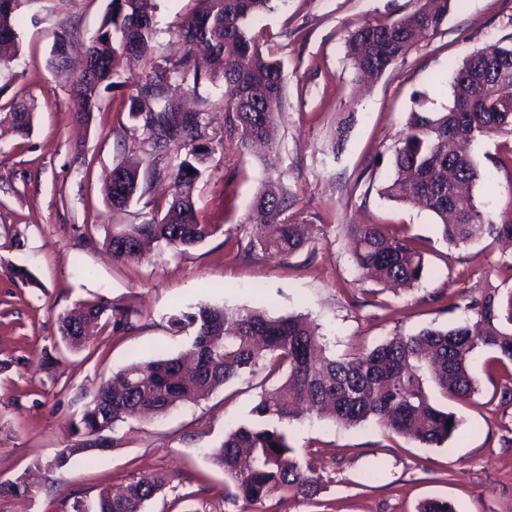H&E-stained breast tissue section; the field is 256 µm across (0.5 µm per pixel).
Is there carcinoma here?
<instances>
[{"mask_svg": "<svg viewBox=\"0 0 512 512\" xmlns=\"http://www.w3.org/2000/svg\"><path fill=\"white\" fill-rule=\"evenodd\" d=\"M27 0H0V67H8L17 51L18 10ZM200 7L181 25L179 36L189 48L203 44L208 54L175 61H151L130 98L129 114L142 122L141 144L146 168L154 178L169 179L172 200L159 221L112 227L108 248L118 260H138L142 249L128 239L155 242L184 252L216 234L220 225L198 219L194 192L200 165L214 152L209 146L207 114L183 112L166 97L173 82L196 90L202 76L219 74L227 95L224 132L241 148L256 142L273 144L272 126L284 98L279 62L263 50V35L252 19L274 9L275 0H199ZM451 0H413L414 11L395 20L372 21L347 39V58L356 79L382 75L404 60L419 41L437 34ZM153 0H110L101 26L91 38L85 58L101 62L87 77L84 66L73 85L72 118L90 120L98 89L113 76L111 62L125 53L151 51L156 30ZM512 97V45L493 43L481 56L469 54L451 83L452 103L442 112L427 108L429 98L417 92L413 107L390 159L391 174L381 193L389 200L419 207L440 220L441 235L450 247L467 245L486 235L512 240V220L494 223L472 194L492 175L479 169L469 152L483 138L512 136V112L502 99ZM34 105L22 103L0 114L20 135L29 134ZM129 194L111 182L104 188L112 211L128 206L136 194L139 172L126 168ZM291 197L283 176L262 182L252 208L256 215L250 248L289 256L307 241L305 228L288 221ZM352 260L360 276L392 287L412 288L426 270L425 242L386 224L352 229ZM471 316L443 329L424 328L391 336L371 349L345 358L330 355L318 326L301 316L271 317L259 309L234 314L222 306L200 305L188 316L196 326L189 347L174 357L136 362L105 380L73 426L74 440L44 471L55 473L79 455L92 456L95 441L129 421L164 414L268 366L283 370L282 378L264 390L253 406V421L227 433L210 450L213 466L224 472V503L282 504L310 499L321 489L323 476L302 465L288 444L282 425L306 414L351 426L373 419L385 428L427 447L441 444L458 430L459 420L429 401L425 377L444 393L467 400L477 392L470 360L489 351L502 365L512 364V290L501 294L486 288L465 304ZM130 313L103 297L83 303L58 317L62 341L74 351L86 349L82 325L112 320L127 324ZM452 426H447V423ZM171 477L156 473L129 481L120 494L105 488L98 512H144ZM417 512H454L448 501L427 499Z\"/></svg>", "mask_w": 512, "mask_h": 512, "instance_id": "carcinoma-1", "label": "carcinoma"}]
</instances>
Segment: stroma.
Segmentation results:
<instances>
[{
    "instance_id": "stroma-1",
    "label": "stroma",
    "mask_w": 512,
    "mask_h": 512,
    "mask_svg": "<svg viewBox=\"0 0 512 512\" xmlns=\"http://www.w3.org/2000/svg\"><path fill=\"white\" fill-rule=\"evenodd\" d=\"M155 4L152 54L181 56L179 27L196 0ZM108 5L26 0L18 12L19 51L0 69V113L23 100L37 104L29 135L0 133V484L32 481L26 498L0 497V512H63L76 498L93 506L102 489L159 472L171 476L173 488L146 512H224V475L207 453L250 419L264 387L260 374L219 387L198 404L122 426L111 449L73 459L61 473L38 467L71 443V425L85 404L132 355L151 360L191 344L194 326L177 331L170 319L199 305L308 316L341 357L396 334L462 320L463 296L489 287L512 290V247L489 236L448 247L431 214L378 193L413 93H427L433 110L448 106L462 59L488 44L512 42V0H451L438 34L362 89L346 58L348 36L368 20L408 14L410 0H279L254 22L282 65L276 150L246 153L225 135L222 79L202 80L193 95L171 87L184 109L209 114L215 152L205 161L195 200L199 220L219 230L185 252L155 249L138 261L113 259L106 239L114 225L161 218L171 185L141 173L122 212L111 210L103 187L115 166L142 159L140 123L128 105L146 59L117 62L118 83L100 88L89 123L71 116L72 82ZM511 151L506 138L472 148L479 166L494 172L475 196L497 222L512 200V165L497 170L493 161ZM277 172L294 195L290 219L312 229L311 241L288 257L243 249L253 197ZM353 224H393L428 239L420 284L398 293L358 283L350 257ZM17 266L32 272L34 284L14 277ZM101 295L129 310L133 327L105 328L90 349L70 352L58 315ZM472 370L479 386L471 399L429 390L439 408L462 421L438 446L424 447L373 422L349 428L293 422L288 442L322 475V489L309 500L268 501L252 512H416L428 498L446 499L456 512H512V402L501 401L512 373L485 351L475 354Z\"/></svg>"
}]
</instances>
